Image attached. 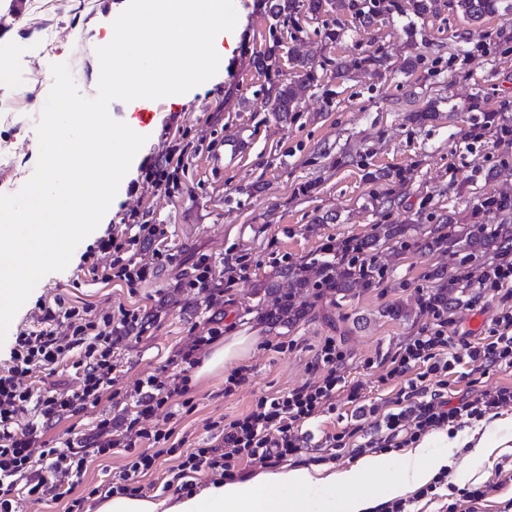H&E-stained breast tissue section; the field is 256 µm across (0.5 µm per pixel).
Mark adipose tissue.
<instances>
[{"label": "adipose tissue", "mask_w": 512, "mask_h": 512, "mask_svg": "<svg viewBox=\"0 0 512 512\" xmlns=\"http://www.w3.org/2000/svg\"><path fill=\"white\" fill-rule=\"evenodd\" d=\"M254 337L236 333L225 337L203 358L195 371L204 378L245 357ZM458 440L441 431L406 448L401 457L366 454L348 467L328 470L296 466L268 470L239 480H218L192 494H176L161 500L112 495L100 498L93 512H310L315 491L344 488L340 498L330 499L326 512H370L377 501L391 500L429 484L446 467L453 466ZM376 486L363 490L366 478Z\"/></svg>", "instance_id": "obj_1"}]
</instances>
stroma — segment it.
<instances>
[{
  "instance_id": "obj_1",
  "label": "stroma",
  "mask_w": 512,
  "mask_h": 512,
  "mask_svg": "<svg viewBox=\"0 0 512 512\" xmlns=\"http://www.w3.org/2000/svg\"><path fill=\"white\" fill-rule=\"evenodd\" d=\"M128 0H0V61L12 82H0V194L18 192L38 158L36 96L52 86L50 67L67 63L79 92H97L93 38L111 28V18ZM238 44L225 57L209 89H191L153 101L138 112L147 140L135 156L113 201L112 212L75 249L67 268L42 278L15 315L8 340L0 345V365L9 362L12 338L33 326L37 301L64 297L99 313L124 307L151 321L141 338H128L114 353L113 394L93 408L51 426L46 439L92 442L95 423L132 412L124 394L154 372L208 327L225 334L244 330L258 342L242 360L247 381L225 393L226 375L190 380L192 411L153 418L188 444L206 441L207 423L244 413L264 394L285 392L314 381L315 357L325 339L345 352L341 370L361 383L366 403L394 397L378 381L376 364L392 357L428 316L422 296L445 277L479 276L484 259L459 263L423 244L438 224L471 221L481 194L512 195V145L500 142L496 126L484 125L487 112L512 123V11L468 22L448 0L420 16L409 0H344L322 13L276 17L268 0H234ZM18 38H10V30ZM312 59L315 80L297 111L278 120L265 107L274 86L290 79L291 56ZM376 65H363L368 56ZM182 152L168 191L145 181V168L168 151ZM160 225L155 243L142 248L169 254L153 277L130 288L104 278L97 269L101 238L119 233L131 216ZM378 224H410L416 247L397 241L381 245L375 257L388 274L345 300L336 295H306L307 313L290 327L270 325L261 314L267 302L256 289L276 280L280 267L304 265L321 256L326 240L363 238ZM209 256L220 293L206 304L188 285L194 265ZM246 277L230 276L237 262ZM404 303L409 319L385 316ZM500 308L498 299L464 294L449 308L448 331L483 336ZM462 436L497 442L491 456L461 448L463 474H451L458 488L495 481L498 467L512 465V407L472 427ZM125 461L122 451L92 459L74 497L90 489L107 494L112 474Z\"/></svg>"
}]
</instances>
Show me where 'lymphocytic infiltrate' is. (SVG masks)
Wrapping results in <instances>:
<instances>
[{
    "mask_svg": "<svg viewBox=\"0 0 512 512\" xmlns=\"http://www.w3.org/2000/svg\"><path fill=\"white\" fill-rule=\"evenodd\" d=\"M159 232L155 224H129L123 241L112 236L102 239L99 251L110 260L111 278L130 286L138 284L153 274L157 264L167 261V254L159 250L146 262L122 256L123 250H136ZM477 288L480 293L500 298L502 307L485 335L476 341L450 336L443 311L423 302L422 309L431 315V322L408 337L382 365L380 383L399 386L387 410L363 403L361 385L347 382L340 373L344 353L334 340H327L317 353L318 363L326 369L322 378L283 394L260 397L245 414L225 419L205 446L180 455L170 483L190 494L198 473L232 479L241 466L271 467L312 443L333 458L350 444L362 453L401 448L431 430L460 429L512 405V385L466 393L455 405L442 394L448 376L460 370L486 374L512 369V259L492 257ZM38 309V327L17 334L11 364L0 369V512H17L16 497L21 492L35 501L48 494L56 500L70 498L78 512L84 501L73 497L72 492L84 477L88 455H107L115 448L126 452L127 462L112 476V493L141 494V476L148 474L161 457L178 455L176 446L169 443L171 431L149 429L145 423L162 406L177 405L185 396L187 373L196 365L198 351L219 339L222 329L209 328L206 335L195 337L191 345L155 373L139 379L127 393L135 404L134 413L118 428L111 419H99L97 442L88 452L49 444L45 430L64 415L96 406L111 391L115 369L112 351L125 341L129 329L138 326L139 317L125 309L116 317L101 316L89 307L66 305L60 297L51 304L39 303ZM62 319L68 322L63 333L57 330ZM66 362L76 370L78 388L60 392L21 383L30 373L52 372ZM340 396L355 411L368 413L369 430L364 432L355 426L314 439L310 425L335 413ZM27 410L33 417L26 426H19L17 418Z\"/></svg>",
    "mask_w": 512,
    "mask_h": 512,
    "instance_id": "f902f5d3",
    "label": "lymphocytic infiltrate"
}]
</instances>
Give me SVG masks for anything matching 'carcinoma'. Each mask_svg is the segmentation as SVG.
I'll return each mask as SVG.
<instances>
[{
    "instance_id": "obj_1",
    "label": "carcinoma",
    "mask_w": 512,
    "mask_h": 512,
    "mask_svg": "<svg viewBox=\"0 0 512 512\" xmlns=\"http://www.w3.org/2000/svg\"><path fill=\"white\" fill-rule=\"evenodd\" d=\"M324 2L326 0H270V10L277 17L290 18L302 10L318 13L323 9ZM452 6L460 10L469 22L477 24L484 17L502 9L512 10V0H454ZM292 64L296 78L278 83L274 93L269 95L265 102V107L278 119H285L288 113L296 110L307 84L315 79L314 67L309 60L295 57ZM509 209L512 210V199L488 194L482 197L480 204L475 207L473 216L500 213ZM402 235L404 227L401 225L378 224L374 227V233L356 241L355 256L346 264H322L315 278L309 274V266H286L280 269L279 276L288 281V291L283 292L269 283L261 287L265 293L276 295L273 306L265 311L266 320L288 327L295 324L306 314V304L301 302L300 298L309 288L319 291L329 289L345 297L354 284L367 287L384 278L385 270L377 265L372 251L376 250L381 242ZM491 246L500 253H512V224L476 222L466 229L457 230L452 224V218L447 217L424 244L428 250L445 249L449 255L459 256L463 260H468ZM432 297L436 305L443 309L457 305L461 301L459 295L448 294V286L445 284L437 286Z\"/></svg>"
}]
</instances>
